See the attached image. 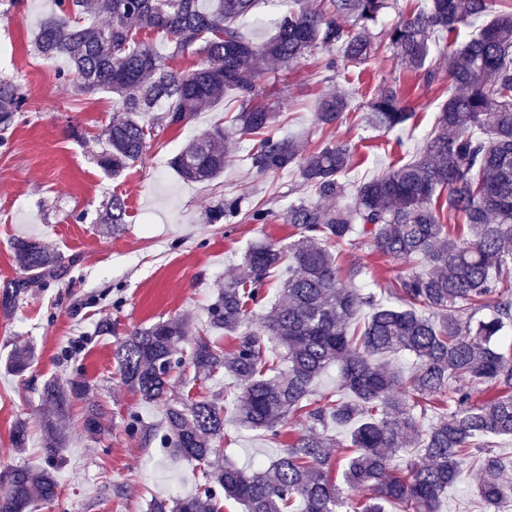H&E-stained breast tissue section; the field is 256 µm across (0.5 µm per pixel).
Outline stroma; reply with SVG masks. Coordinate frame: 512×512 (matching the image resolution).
Wrapping results in <instances>:
<instances>
[{
  "instance_id": "stroma-1",
  "label": "stroma",
  "mask_w": 512,
  "mask_h": 512,
  "mask_svg": "<svg viewBox=\"0 0 512 512\" xmlns=\"http://www.w3.org/2000/svg\"><path fill=\"white\" fill-rule=\"evenodd\" d=\"M55 8L54 0H0V81L16 85L25 99L0 146V285L20 273L11 248L17 238L36 239L63 258L78 260L65 279L25 297L12 315H0V467L43 464L42 386L50 379L80 377L90 390L70 411L69 439L57 468L62 495L37 512H148L154 499L192 494L202 473L197 462L128 434L129 409H137L148 424L160 423L164 409L140 403L122 383L113 357L119 339L172 317L195 329L204 327L219 285L240 273L247 246L256 241L288 244L294 230L281 213L289 202L312 193L294 169L256 177L246 159L252 146L246 139L218 178L182 180L171 165L173 157L193 136L237 111V103L228 98L196 113L187 126H157L142 162L118 176L106 173L97 157L107 146L111 94L78 93L65 63L44 60L33 47L39 21ZM328 57L319 50L260 77L261 102L277 112L281 133L299 137L307 153L326 142L355 146L348 175L352 183L414 158L448 96L447 75L426 85L421 74L397 68L380 41L370 59L328 82ZM394 77L414 112L404 127L389 133L367 129L357 111L332 127L315 123L314 107L323 93L347 88L355 79L354 101L362 104ZM115 194L127 204L126 222L117 232L101 222ZM228 196L264 205L270 220L210 223L211 211ZM343 263L360 267L357 287L380 296L389 280L406 269L400 262H383L362 238L346 248ZM105 318L114 335L99 334ZM20 341L33 346L36 360L17 376L6 368L5 358ZM91 405L103 414V431L95 438L82 432V413ZM235 416L233 402L225 401V436L215 456L221 464L269 465L304 428L303 422L289 420L275 443L261 432L238 427ZM20 418L29 426L21 450L10 440ZM481 508L478 478L467 471L441 497L440 512Z\"/></svg>"
}]
</instances>
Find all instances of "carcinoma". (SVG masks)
I'll return each instance as SVG.
<instances>
[{"instance_id":"carcinoma-1","label":"carcinoma","mask_w":512,"mask_h":512,"mask_svg":"<svg viewBox=\"0 0 512 512\" xmlns=\"http://www.w3.org/2000/svg\"><path fill=\"white\" fill-rule=\"evenodd\" d=\"M58 0L60 12L45 17L34 37L36 53L64 59L80 93L112 94L116 115L108 148L98 164L117 176L141 160L155 125L145 112L165 104L159 120L183 126L196 112L230 96L239 111L229 125L194 136L172 159L188 181H207L224 172L235 137L253 135L250 168L259 176L295 168L315 200L288 204L283 219L298 230L284 247L256 243L244 254V272L224 283L208 312L205 328L190 334L178 319L135 330L119 342L115 359L123 382L144 403L166 407L164 422L146 426L128 412L127 429L206 466L193 495L156 499L149 512H224V500L242 502L247 512H440L442 492L464 469L479 474L482 504L494 509L512 498V468L491 440L512 438V4L508 0H425L401 12L383 31L403 69L423 72L428 84L439 66L448 75V99L435 132L414 160L354 186L351 204L322 202L346 194L342 177L352 168L346 143H327L304 155L298 139L278 135L276 113L257 102L254 80L270 63L291 64L322 48L336 52L325 69L360 63L375 50V29L397 0H280L288 6L274 33L254 41L237 20L255 0ZM109 21L99 25L96 13ZM157 31L165 52L142 40ZM201 54L196 68L178 72L170 62L189 50ZM439 64H427L433 50ZM23 97L0 81V124L8 129ZM343 91L324 94L314 119L333 126L350 111ZM413 112L397 80L381 84L363 119L392 130ZM242 211L238 197L224 199L211 221L228 222ZM461 220L453 234L442 223ZM126 203L112 196L103 223L118 230ZM371 242L384 261L422 265L389 281L388 299L357 288L360 269L341 278L340 255L332 252L353 233ZM14 256L22 276L0 288V312L9 315L36 288L65 273L61 256L39 242L18 239ZM279 272L280 301L265 309L270 274ZM260 314L259 326L249 328ZM233 341L226 351L212 333ZM404 351L417 359L410 375L378 359ZM33 348L18 344L7 368L23 374ZM336 365L346 399L315 398L313 382ZM233 380L239 423L273 439L290 418L307 423L267 467L214 466L211 457L224 437V398L193 392L202 378ZM186 400L170 402L175 383ZM87 385L72 380L44 383L40 399L46 465L0 470V512H31L34 503L60 498L55 460L65 440L63 422ZM440 415L423 424L428 411ZM102 416L91 406L83 429L95 438ZM349 430L344 444L329 430ZM351 448L342 458L333 448ZM420 454L400 466L396 452ZM360 492L353 499L343 491Z\"/></svg>"}]
</instances>
